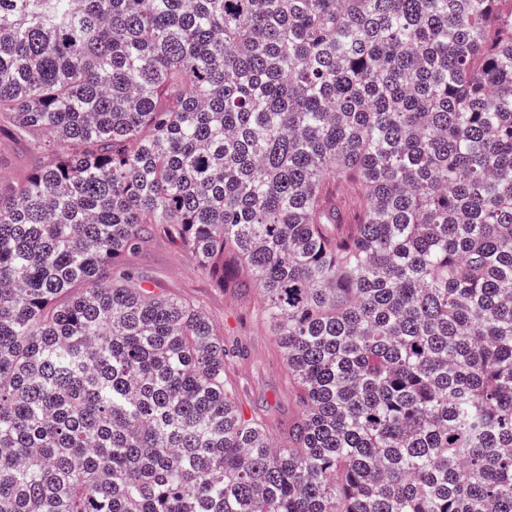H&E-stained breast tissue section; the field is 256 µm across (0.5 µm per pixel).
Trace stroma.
<instances>
[{"instance_id":"obj_1","label":"stroma","mask_w":512,"mask_h":512,"mask_svg":"<svg viewBox=\"0 0 512 512\" xmlns=\"http://www.w3.org/2000/svg\"><path fill=\"white\" fill-rule=\"evenodd\" d=\"M132 262L169 295L202 303L213 325L223 331L225 344L235 350L226 372L238 387L239 404L245 413L265 418L273 437L284 440L298 412L296 391L287 381L274 337L256 317L253 289L227 292L214 287L184 248L158 232Z\"/></svg>"}]
</instances>
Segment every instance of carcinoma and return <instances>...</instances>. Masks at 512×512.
Returning <instances> with one entry per match:
<instances>
[{
    "label": "carcinoma",
    "mask_w": 512,
    "mask_h": 512,
    "mask_svg": "<svg viewBox=\"0 0 512 512\" xmlns=\"http://www.w3.org/2000/svg\"><path fill=\"white\" fill-rule=\"evenodd\" d=\"M0 117V512H512V0H0ZM155 231L258 291L288 444ZM3 144L5 145L2 150L0 173L2 170L5 177L20 174L35 164V160L27 153L22 142H10L9 139H6L2 146Z\"/></svg>",
    "instance_id": "carcinoma-1"
}]
</instances>
